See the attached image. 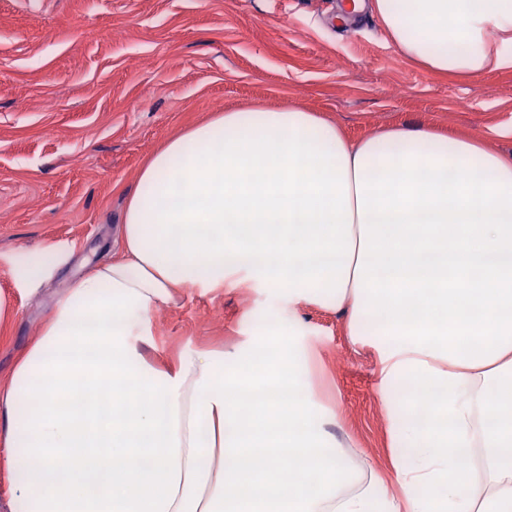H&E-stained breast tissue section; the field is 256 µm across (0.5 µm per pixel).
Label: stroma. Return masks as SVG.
<instances>
[{"instance_id":"1","label":"stroma","mask_w":512,"mask_h":512,"mask_svg":"<svg viewBox=\"0 0 512 512\" xmlns=\"http://www.w3.org/2000/svg\"><path fill=\"white\" fill-rule=\"evenodd\" d=\"M336 0H0V376L57 300L120 247L128 194L170 138L227 110L300 108L354 140L434 127L512 152V69L439 76L403 57L376 18L334 28ZM62 255L35 292L15 276ZM54 262V261H53ZM308 358L298 384L382 475L403 453L392 415L406 384L380 390L381 362L341 314L254 285L152 316L148 351L180 354L246 341L269 314Z\"/></svg>"}]
</instances>
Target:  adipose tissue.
<instances>
[{"mask_svg":"<svg viewBox=\"0 0 512 512\" xmlns=\"http://www.w3.org/2000/svg\"><path fill=\"white\" fill-rule=\"evenodd\" d=\"M371 8L428 72L512 68V0ZM121 233L0 383L10 512H512V154L231 110L153 155ZM244 281L342 313L382 388L410 383L402 498L341 452L336 415L313 418L276 314L246 350L149 359L158 308Z\"/></svg>","mask_w":512,"mask_h":512,"instance_id":"adipose-tissue-1","label":"adipose tissue"}]
</instances>
